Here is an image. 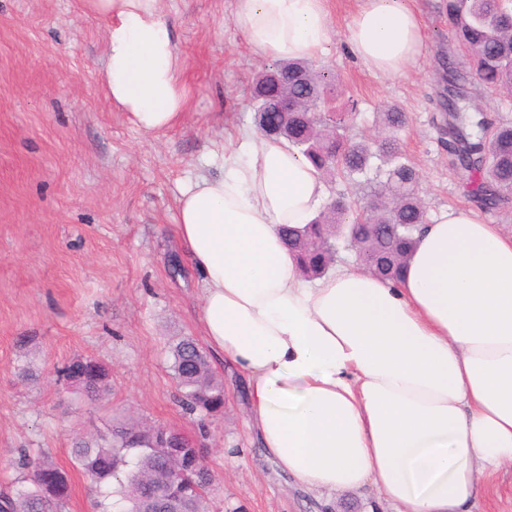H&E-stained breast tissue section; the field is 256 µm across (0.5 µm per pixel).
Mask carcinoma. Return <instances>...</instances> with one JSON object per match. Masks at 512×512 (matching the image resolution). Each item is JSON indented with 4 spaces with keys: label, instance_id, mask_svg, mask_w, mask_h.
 Returning <instances> with one entry per match:
<instances>
[{
    "label": "carcinoma",
    "instance_id": "carcinoma-1",
    "mask_svg": "<svg viewBox=\"0 0 512 512\" xmlns=\"http://www.w3.org/2000/svg\"><path fill=\"white\" fill-rule=\"evenodd\" d=\"M445 9L449 30L467 51L478 83L511 92L512 0H446ZM285 90L296 98L297 110L254 113L255 124L264 135L287 140L330 179L363 174L374 158L381 167L367 198L371 228L359 221L355 204L337 198L307 224L281 225V238L310 278L323 277L331 270L336 240L355 239L363 244L365 260L375 275L398 279L413 249L418 225L427 223L418 174L401 160L394 138L406 126L405 113L388 107L383 126L389 135L369 144L355 143L345 130L357 103L335 106L333 72L307 61L278 62L253 83L251 104L258 108ZM444 120L471 195L487 208L508 203L512 199V125L495 122L458 91L448 100ZM168 353L185 409L203 418L221 413L224 381L213 373L207 353L196 340L177 337L169 342ZM59 376L77 398L101 407L109 405L111 376L97 360L73 358L61 367ZM178 442L177 431L163 438L148 423L121 412L106 419L105 430L76 438L73 468L99 490L94 512H209L211 490H194L196 485L214 481L203 449H194L193 465L186 466L171 457L170 448ZM20 462L26 474L14 492L0 493V512H65L68 472L45 455L32 457L25 452Z\"/></svg>",
    "mask_w": 512,
    "mask_h": 512
}]
</instances>
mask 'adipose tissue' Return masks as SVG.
<instances>
[{
	"label": "adipose tissue",
	"instance_id": "ef3b65f1",
	"mask_svg": "<svg viewBox=\"0 0 512 512\" xmlns=\"http://www.w3.org/2000/svg\"><path fill=\"white\" fill-rule=\"evenodd\" d=\"M106 19L100 83L137 128L172 127L185 63L159 0H85ZM328 0H234L231 23L265 60L316 59ZM352 55L399 78L428 49L412 0H357ZM218 172L188 183L176 232L202 275L197 319L241 374L248 426L277 467L317 494L375 488L387 512H479L512 462V233L441 210L392 283L337 267L310 280L278 233L325 199L285 140L241 131Z\"/></svg>",
	"mask_w": 512,
	"mask_h": 512
}]
</instances>
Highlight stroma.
<instances>
[{"label": "stroma", "mask_w": 512, "mask_h": 512, "mask_svg": "<svg viewBox=\"0 0 512 512\" xmlns=\"http://www.w3.org/2000/svg\"><path fill=\"white\" fill-rule=\"evenodd\" d=\"M445 0H415L430 41L408 75L369 70L345 45L355 0H329L333 42L322 64L340 101H355L346 131L359 142L384 134L381 114L400 107L397 134L415 167L428 216L445 207L478 209L512 230V202L477 207L467 180L442 146L439 101L449 71L456 86L499 121H512V96L470 74L452 38ZM233 0H161L185 59L189 106L172 127L145 132L112 109L98 82L107 22L82 0H0V492L20 475L19 449L70 469L72 439L102 424L79 409L56 370L76 356L109 367L112 408L201 438L215 479L210 512H379L375 491L317 495L296 486L252 441L242 383L217 355L221 415L199 425L176 401L167 346L205 338L195 318L200 278L183 266L175 234L183 186L216 174L212 152L231 150L253 128L250 87L267 61L254 58L231 24ZM29 364L33 382L14 369Z\"/></svg>", "instance_id": "1"}]
</instances>
